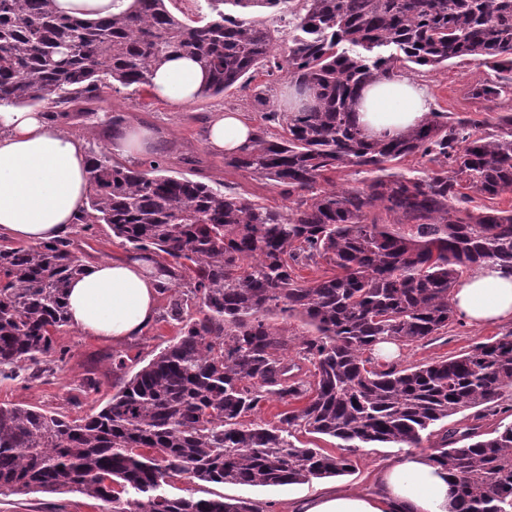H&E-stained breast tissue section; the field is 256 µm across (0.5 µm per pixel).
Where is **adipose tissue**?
<instances>
[{
	"instance_id": "adipose-tissue-1",
	"label": "adipose tissue",
	"mask_w": 512,
	"mask_h": 512,
	"mask_svg": "<svg viewBox=\"0 0 512 512\" xmlns=\"http://www.w3.org/2000/svg\"><path fill=\"white\" fill-rule=\"evenodd\" d=\"M204 81L200 66L174 58L153 74L149 94L174 107L192 102ZM431 110L421 81L386 76L368 85L355 104L366 135L395 138L422 122ZM253 128L237 112L217 113L208 147L232 154ZM89 157L80 139L50 124L44 113L0 108V236L29 244L67 235L91 191ZM151 263L126 258L87 264L68 290L72 326L83 335L120 341L140 335L157 315L162 277ZM452 306L465 325L512 324V270L486 264L458 283ZM452 487L428 454L412 452L384 464L372 493L337 486L318 490L292 512H448Z\"/></svg>"
}]
</instances>
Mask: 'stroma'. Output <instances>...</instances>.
<instances>
[{
    "label": "stroma",
    "instance_id": "obj_1",
    "mask_svg": "<svg viewBox=\"0 0 512 512\" xmlns=\"http://www.w3.org/2000/svg\"><path fill=\"white\" fill-rule=\"evenodd\" d=\"M406 74L428 86L433 108L484 119L481 101L471 95L472 88L486 74L485 67L478 65L476 60L457 59L433 71L413 65ZM288 82V77L275 80L260 70L247 85L234 86L218 96L197 98L178 109L153 99L146 89L135 92L116 85L103 90L93 105L92 113H75L64 130L84 139L87 145L105 148L115 135L111 114L124 113L127 124L151 128L159 141L155 150L121 156V163L134 166L160 157L166 160L169 170L180 175L209 184L225 183L260 204L282 207L287 200L280 188L225 167L223 155L207 149L206 137L210 120L217 112H239L252 126H260L262 112L254 106L255 93H264L268 106L273 107L280 104ZM178 331V326L157 320L140 336L123 342L101 341L73 330L63 333L58 343L69 351L63 370L32 381L0 379V403H26L62 412L72 419L85 417L99 411L119 388V376L113 373L109 362L111 355L137 353L142 359H151L175 339ZM505 332L502 326L471 328L457 322L431 339L400 345L397 362L406 367L448 358L477 343L501 337ZM91 366L97 369L99 390L88 395L83 392L81 382ZM401 455L400 449L385 445L362 449L354 460L353 472L337 477L336 482L349 491H370L379 468ZM315 489L312 483L242 487L232 484L198 485L182 480L175 482L171 492L175 495L191 492L205 498H249L263 512H288L293 503ZM0 512H98V506L95 500L77 493H37L4 498L0 501Z\"/></svg>",
    "mask_w": 512,
    "mask_h": 512
}]
</instances>
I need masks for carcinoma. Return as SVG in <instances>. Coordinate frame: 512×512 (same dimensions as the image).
Masks as SVG:
<instances>
[{"mask_svg":"<svg viewBox=\"0 0 512 512\" xmlns=\"http://www.w3.org/2000/svg\"><path fill=\"white\" fill-rule=\"evenodd\" d=\"M201 1L210 17L191 25L167 0H131L93 22L59 14L54 0H0V107L67 118L60 107L116 83L146 86L175 55L204 71L199 97L260 65L312 97L265 113L224 158L281 188L289 206L90 150L92 193L76 225L107 224L133 258L159 260L162 320L179 336L85 418L0 403V497L78 493L100 512H262L167 487L309 483L351 473L363 448L426 440L454 488L449 512H512V423L483 432L491 406L512 398V331L410 367L369 357L379 343L448 329L463 270L512 268V210L471 206L512 191V112L477 120L433 109L400 137L373 140L353 110L361 88L396 69L467 56L489 69L475 96L498 105L512 87V0ZM258 9L269 19H255ZM409 155L431 167L392 171ZM347 168L365 175L362 186L329 188ZM322 261L336 273L297 277ZM85 266L75 237L0 244L1 378L66 364L57 336L71 327L67 290ZM302 399L275 424L240 422L266 402ZM460 413L466 424L433 429ZM305 435L335 440L338 452Z\"/></svg>","mask_w":512,"mask_h":512,"instance_id":"carcinoma-1","label":"carcinoma"}]
</instances>
